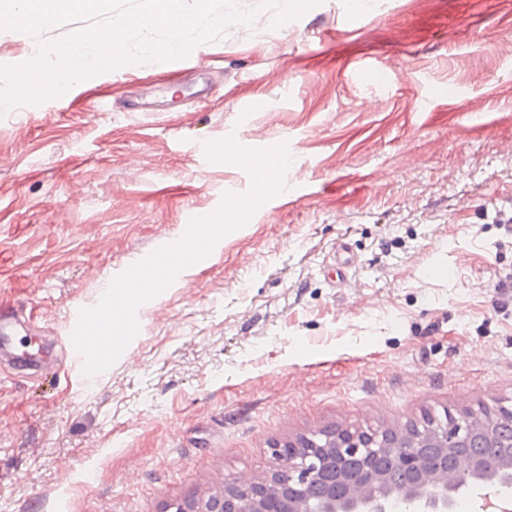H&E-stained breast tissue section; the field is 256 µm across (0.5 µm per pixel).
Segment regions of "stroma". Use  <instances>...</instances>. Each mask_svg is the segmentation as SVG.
<instances>
[{"mask_svg": "<svg viewBox=\"0 0 512 512\" xmlns=\"http://www.w3.org/2000/svg\"><path fill=\"white\" fill-rule=\"evenodd\" d=\"M350 11L235 26L0 118V307L50 349L0 382V512H175L275 471L276 443L512 401V0H377L354 28ZM363 58L388 81L371 109ZM435 84L479 111L420 109ZM231 134L287 145L288 195L147 302L96 384L67 387L71 310L249 190L205 156Z\"/></svg>", "mask_w": 512, "mask_h": 512, "instance_id": "stroma-1", "label": "stroma"}]
</instances>
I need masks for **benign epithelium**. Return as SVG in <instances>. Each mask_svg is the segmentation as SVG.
Returning a JSON list of instances; mask_svg holds the SVG:
<instances>
[{
  "label": "benign epithelium",
  "mask_w": 512,
  "mask_h": 512,
  "mask_svg": "<svg viewBox=\"0 0 512 512\" xmlns=\"http://www.w3.org/2000/svg\"><path fill=\"white\" fill-rule=\"evenodd\" d=\"M499 406L444 413L431 427L433 447L460 448L473 426L498 414ZM414 435L401 446L383 431L343 428L320 432L273 448L280 467L269 477L230 481L206 499L187 501L177 512H454L457 496L472 494L482 512H509L512 460L480 461L460 455L452 475H443L420 453ZM411 468L416 479L399 491L385 490L383 458Z\"/></svg>",
  "instance_id": "7a95c632"
}]
</instances>
